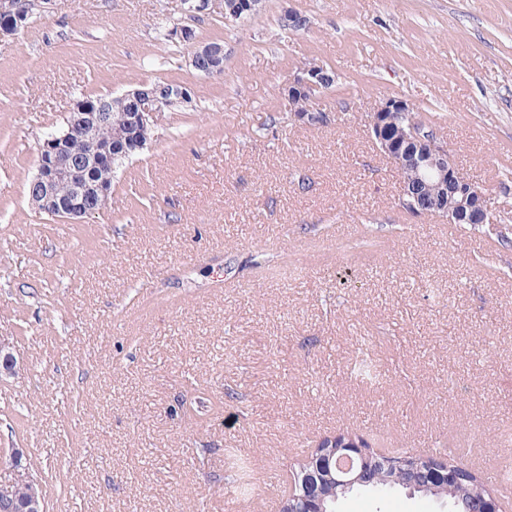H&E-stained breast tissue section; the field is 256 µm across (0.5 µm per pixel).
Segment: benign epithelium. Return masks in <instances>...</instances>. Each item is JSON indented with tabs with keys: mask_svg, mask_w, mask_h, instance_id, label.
Returning a JSON list of instances; mask_svg holds the SVG:
<instances>
[{
	"mask_svg": "<svg viewBox=\"0 0 512 512\" xmlns=\"http://www.w3.org/2000/svg\"><path fill=\"white\" fill-rule=\"evenodd\" d=\"M26 0H0V37L12 35L28 23L32 11ZM261 0H236L224 5V17L257 13ZM192 45L190 63L194 70L210 75L223 68L224 46L219 43L196 44L193 30L182 27L175 32ZM335 73L312 63L285 88L288 100L311 98L317 90L335 83ZM192 97L186 86L142 84L113 97L107 111L87 99L73 103L63 129L43 141L38 151L37 173L31 181L30 201L40 211L57 213L69 220H79L106 204L109 187L103 183L89 185L80 180L85 168L112 171L118 157L132 158L148 145L145 136L155 129L158 116L177 101ZM413 111L402 98H389L368 119L376 146L402 172L416 175L432 202L434 212L450 224L482 225L492 222L491 208L484 189L463 177L448 155V147L436 134L411 122L392 127L395 119ZM122 115L126 135L104 136L112 131L111 114ZM87 143L81 158H65L73 137ZM62 184L71 187L64 204L58 203L57 190ZM325 449H314L301 467L291 471L288 496L281 512H328L327 500L356 487L374 488L402 483L408 493L422 491L432 481L457 483L456 466L444 455L381 454L370 448L362 436L336 434ZM473 508L468 512H503L500 500L489 490L476 487L471 492ZM0 512H46L45 501L35 489V481L25 479L9 486L0 485Z\"/></svg>",
	"mask_w": 512,
	"mask_h": 512,
	"instance_id": "1",
	"label": "benign epithelium"
}]
</instances>
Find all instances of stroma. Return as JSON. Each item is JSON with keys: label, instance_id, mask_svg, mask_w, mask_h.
<instances>
[{"label": "stroma", "instance_id": "1", "mask_svg": "<svg viewBox=\"0 0 512 512\" xmlns=\"http://www.w3.org/2000/svg\"><path fill=\"white\" fill-rule=\"evenodd\" d=\"M288 8L308 29L283 30ZM224 46L198 74L191 48ZM335 84L294 120L308 63ZM191 88L107 204L79 222L29 202L38 148L73 102L143 83ZM389 97L429 118L491 205L512 193V0H38L0 38V483L31 477L47 512H278L327 436L411 454L479 444L512 459V245L399 205L368 134ZM367 357L380 375L352 377ZM23 451L12 467L11 449ZM259 492L228 498V449ZM337 512H446L358 493ZM175 35L183 42L192 45L190 63L194 70L210 75L223 68L224 46L219 43H208L196 46L193 30L182 27L176 29ZM335 80L334 71L331 70L329 72L325 67L317 63H312L302 68L301 75L294 78L285 88L288 100L294 106V119L305 125L314 123L311 126H319V124H315L321 117L319 113H316L310 107H307L306 111H300L298 108H295L293 101H302L305 96L309 102L315 91L326 89L331 84H334Z\"/></svg>", "mask_w": 512, "mask_h": 512}]
</instances>
